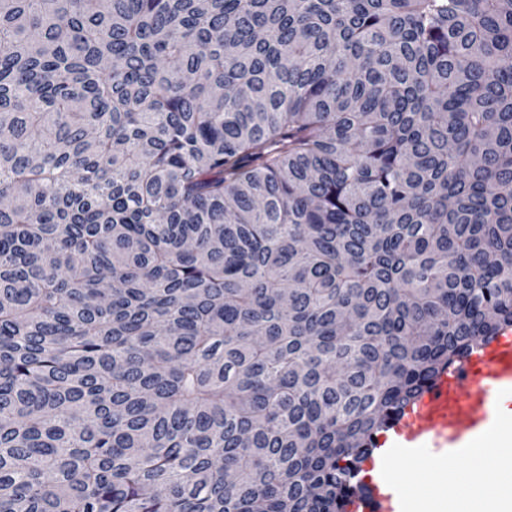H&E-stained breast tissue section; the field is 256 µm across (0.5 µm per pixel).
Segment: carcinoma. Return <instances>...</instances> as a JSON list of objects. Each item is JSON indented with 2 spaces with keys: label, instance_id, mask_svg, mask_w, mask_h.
Segmentation results:
<instances>
[{
  "label": "carcinoma",
  "instance_id": "cac0c4a2",
  "mask_svg": "<svg viewBox=\"0 0 512 512\" xmlns=\"http://www.w3.org/2000/svg\"><path fill=\"white\" fill-rule=\"evenodd\" d=\"M512 328V0H0V512H348Z\"/></svg>",
  "mask_w": 512,
  "mask_h": 512
}]
</instances>
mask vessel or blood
Returning <instances> with one entry per match:
<instances>
[{
	"instance_id": "vessel-or-blood-1",
	"label": "vessel or blood",
	"mask_w": 512,
	"mask_h": 512,
	"mask_svg": "<svg viewBox=\"0 0 512 512\" xmlns=\"http://www.w3.org/2000/svg\"><path fill=\"white\" fill-rule=\"evenodd\" d=\"M512 399V331L482 343L479 351L440 372L382 438L370 464L378 479L357 488L358 512H395L399 489L390 472L415 455L423 461L467 459L492 444L499 428L498 406Z\"/></svg>"
}]
</instances>
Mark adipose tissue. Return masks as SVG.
I'll list each match as a JSON object with an SVG mask.
<instances>
[{
	"label": "adipose tissue",
	"mask_w": 512,
	"mask_h": 512,
	"mask_svg": "<svg viewBox=\"0 0 512 512\" xmlns=\"http://www.w3.org/2000/svg\"><path fill=\"white\" fill-rule=\"evenodd\" d=\"M500 442V479L493 499L481 492L485 466L478 457L467 469L449 470L443 494L417 496L414 512H512V434L503 433Z\"/></svg>",
	"instance_id": "adipose-tissue-1"
}]
</instances>
